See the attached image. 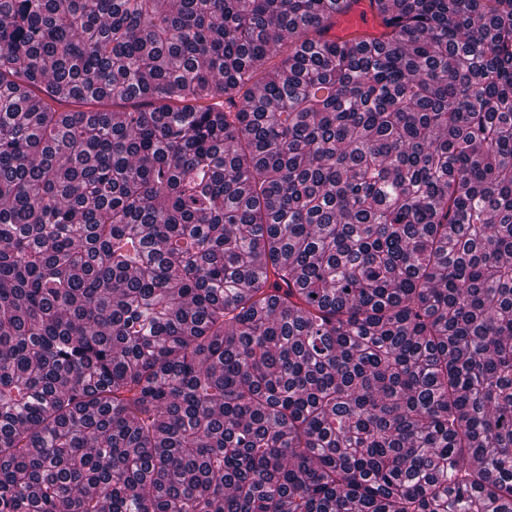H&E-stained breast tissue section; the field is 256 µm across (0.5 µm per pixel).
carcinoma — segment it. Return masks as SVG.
Returning <instances> with one entry per match:
<instances>
[{
	"label": "carcinoma",
	"mask_w": 512,
	"mask_h": 512,
	"mask_svg": "<svg viewBox=\"0 0 512 512\" xmlns=\"http://www.w3.org/2000/svg\"><path fill=\"white\" fill-rule=\"evenodd\" d=\"M369 2L0 0V512H512V0ZM384 28L382 17L375 14L368 1L352 2L350 9L336 17V24L328 36L337 39H351L359 35H379Z\"/></svg>",
	"instance_id": "cac0c4a2"
}]
</instances>
